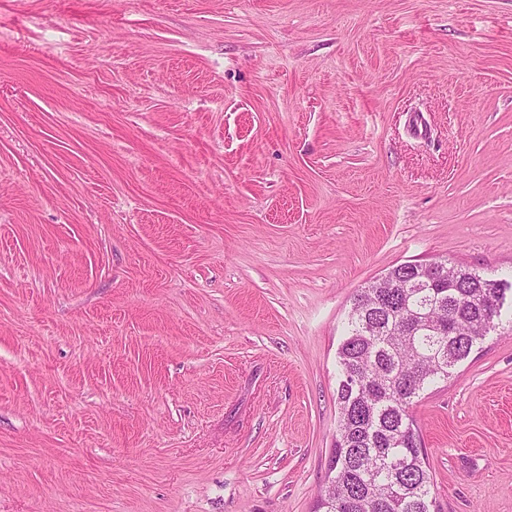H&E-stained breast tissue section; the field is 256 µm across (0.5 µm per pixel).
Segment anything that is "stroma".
Wrapping results in <instances>:
<instances>
[{
	"label": "stroma",
	"mask_w": 512,
	"mask_h": 512,
	"mask_svg": "<svg viewBox=\"0 0 512 512\" xmlns=\"http://www.w3.org/2000/svg\"><path fill=\"white\" fill-rule=\"evenodd\" d=\"M512 282V0H0V512H314L356 290ZM412 413L512 512V307Z\"/></svg>",
	"instance_id": "stroma-1"
}]
</instances>
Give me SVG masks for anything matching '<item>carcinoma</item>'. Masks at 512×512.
I'll return each instance as SVG.
<instances>
[{
    "label": "carcinoma",
    "mask_w": 512,
    "mask_h": 512,
    "mask_svg": "<svg viewBox=\"0 0 512 512\" xmlns=\"http://www.w3.org/2000/svg\"><path fill=\"white\" fill-rule=\"evenodd\" d=\"M454 285L435 270L425 288L371 283L352 299L337 352L340 380L330 485L319 512H431L432 478L411 413L424 388L449 379L499 325L509 284L464 266Z\"/></svg>",
    "instance_id": "carcinoma-1"
}]
</instances>
